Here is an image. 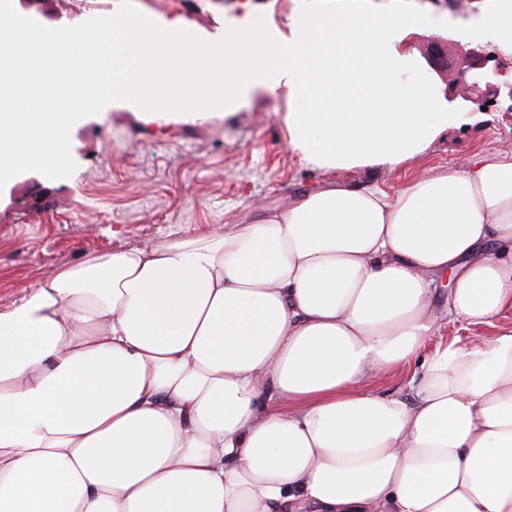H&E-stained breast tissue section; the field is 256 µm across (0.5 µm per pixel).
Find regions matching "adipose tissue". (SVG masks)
I'll use <instances>...</instances> for the list:
<instances>
[{
	"label": "adipose tissue",
	"instance_id": "1",
	"mask_svg": "<svg viewBox=\"0 0 512 512\" xmlns=\"http://www.w3.org/2000/svg\"><path fill=\"white\" fill-rule=\"evenodd\" d=\"M283 25L194 38L116 14L111 49L0 64V183L70 162L83 66L142 113L282 101L323 171L403 170L463 113L407 0H303ZM465 29L512 53V0ZM512 154L327 181L249 223L173 232L55 269L0 308V512H512ZM410 372L407 391L370 380ZM410 169L405 171L385 173V172H370L368 170H356L352 171L349 175H346L350 180L357 182L361 186L369 187L375 184L384 186H395L399 185L406 180L408 175L411 173ZM512 329V309L502 311L494 320L493 326H470L459 321H448V325L444 326L442 333L448 337V340L460 338L462 340L472 338L474 336H492L497 331Z\"/></svg>",
	"mask_w": 512,
	"mask_h": 512
}]
</instances>
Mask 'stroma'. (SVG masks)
<instances>
[{"instance_id": "obj_1", "label": "stroma", "mask_w": 512, "mask_h": 512, "mask_svg": "<svg viewBox=\"0 0 512 512\" xmlns=\"http://www.w3.org/2000/svg\"><path fill=\"white\" fill-rule=\"evenodd\" d=\"M243 0H37L19 19L66 46L88 37L111 42L104 21L124 11L165 22L179 18L199 36L223 31L241 12ZM448 59L490 43L462 38L451 25L417 38L427 74L442 78L433 42ZM467 122L448 130L423 159L429 168H451L467 155L496 157L512 150V100L496 96L466 103L444 89ZM71 163L47 173L29 166L0 184V306L18 301L26 288L55 267L88 254L160 240L177 229L260 218L264 209L285 206L297 193L325 181L288 151L285 128L271 102L204 120L178 114L146 119L127 101L103 100L73 126Z\"/></svg>"}]
</instances>
